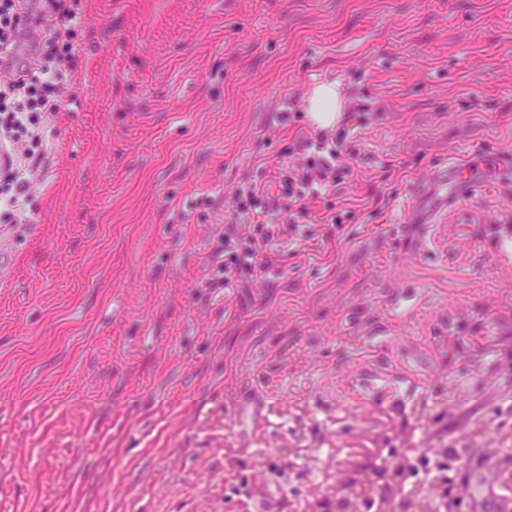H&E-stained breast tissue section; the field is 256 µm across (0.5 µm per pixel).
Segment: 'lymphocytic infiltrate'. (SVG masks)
<instances>
[{"instance_id": "obj_1", "label": "lymphocytic infiltrate", "mask_w": 512, "mask_h": 512, "mask_svg": "<svg viewBox=\"0 0 512 512\" xmlns=\"http://www.w3.org/2000/svg\"><path fill=\"white\" fill-rule=\"evenodd\" d=\"M51 19L33 45L34 60L19 66L15 56L33 18ZM78 14L74 0H0V220L20 219L29 200L31 171L46 159V119L59 111L57 91L67 89L73 69L69 34ZM352 134L350 128L298 137L289 154L303 155L302 163L279 174L275 191L251 184L237 192L236 224L224 234V285L233 287L254 271L276 236L269 229L271 216H279L289 236L301 235L302 225L317 217L309 207L330 186L351 174L342 151ZM324 223L340 224L339 213L321 217Z\"/></svg>"}]
</instances>
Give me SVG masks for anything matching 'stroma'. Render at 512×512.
I'll return each mask as SVG.
<instances>
[{
  "instance_id": "1",
  "label": "stroma",
  "mask_w": 512,
  "mask_h": 512,
  "mask_svg": "<svg viewBox=\"0 0 512 512\" xmlns=\"http://www.w3.org/2000/svg\"><path fill=\"white\" fill-rule=\"evenodd\" d=\"M26 217L1 224L0 512H240L251 473L385 427L512 449V0H77ZM354 131L344 224L224 288L247 181ZM288 120H281V113ZM343 106L338 84H317L308 92L307 118L318 129H331L341 118ZM479 179L480 175L475 167L448 162V169L435 177V181L445 188L443 197L437 199L438 207L470 194Z\"/></svg>"
}]
</instances>
